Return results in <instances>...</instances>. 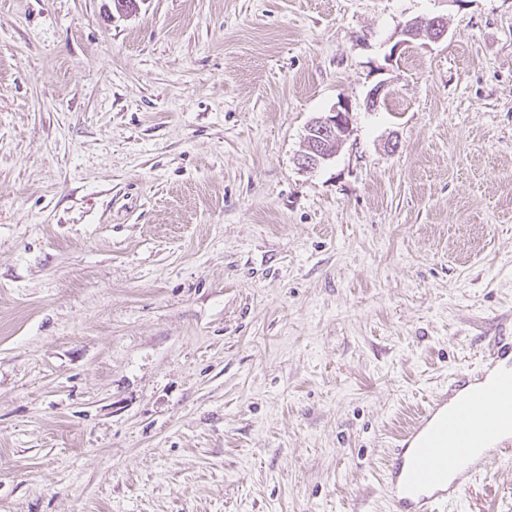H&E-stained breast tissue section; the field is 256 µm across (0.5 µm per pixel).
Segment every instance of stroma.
I'll use <instances>...</instances> for the list:
<instances>
[{"instance_id":"stroma-1","label":"stroma","mask_w":512,"mask_h":512,"mask_svg":"<svg viewBox=\"0 0 512 512\" xmlns=\"http://www.w3.org/2000/svg\"><path fill=\"white\" fill-rule=\"evenodd\" d=\"M509 331L512 0H0V512H389ZM427 32L429 36H425ZM448 34L447 22L445 19L435 17L428 21L409 20L399 29L402 37L392 48L391 56H396L403 48L411 47L415 41L428 37L434 41H440ZM350 132V112L344 104L315 118L308 127L305 151L300 155L299 165L315 168L332 159Z\"/></svg>"}]
</instances>
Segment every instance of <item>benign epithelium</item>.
I'll return each instance as SVG.
<instances>
[{
  "mask_svg": "<svg viewBox=\"0 0 512 512\" xmlns=\"http://www.w3.org/2000/svg\"><path fill=\"white\" fill-rule=\"evenodd\" d=\"M448 34L445 19L435 17L428 21L409 20L399 29L401 39L394 45L391 56L411 47L415 41L427 36L440 41ZM350 135V112L341 104L336 109L315 118L308 127L305 151L298 164L303 168H315L336 156Z\"/></svg>",
  "mask_w": 512,
  "mask_h": 512,
  "instance_id": "7a95c632",
  "label": "benign epithelium"
}]
</instances>
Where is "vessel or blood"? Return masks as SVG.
<instances>
[{
    "label": "vessel or blood",
    "mask_w": 512,
    "mask_h": 512,
    "mask_svg": "<svg viewBox=\"0 0 512 512\" xmlns=\"http://www.w3.org/2000/svg\"><path fill=\"white\" fill-rule=\"evenodd\" d=\"M512 458V340L495 337L482 365L452 377L400 432L383 474L391 512H437Z\"/></svg>",
    "instance_id": "obj_1"
}]
</instances>
